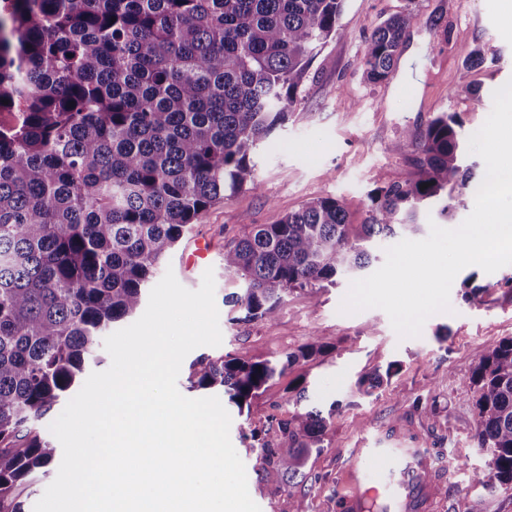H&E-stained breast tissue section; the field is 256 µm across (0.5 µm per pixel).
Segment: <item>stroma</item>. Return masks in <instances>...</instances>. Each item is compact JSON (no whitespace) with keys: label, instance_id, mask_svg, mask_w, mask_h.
<instances>
[{"label":"stroma","instance_id":"1","mask_svg":"<svg viewBox=\"0 0 512 512\" xmlns=\"http://www.w3.org/2000/svg\"><path fill=\"white\" fill-rule=\"evenodd\" d=\"M414 14L392 77L372 84L362 58L371 32L389 15ZM340 32L311 58L298 102L286 124L253 155L260 190L243 187L205 211L154 277L173 271L187 289H198L213 269L215 303L223 340L187 359L244 352L255 359L282 357L310 336L330 345L321 356L293 365L270 381L250 414L229 406L230 439L242 459L248 490L261 512H336L348 492L347 471L359 448L396 444L424 449L441 484L437 512H512V493H491L483 483L488 456L474 440V365L496 340L512 336V265L493 273L470 266L455 278L452 313L427 319L417 338H399L388 315L371 308L339 312L351 276L308 292L291 291L277 316L234 324L224 296V245L246 225L274 224L321 197L338 199L350 223H361L371 190L416 177L413 150L391 152L406 129L422 127L440 112L462 116L465 132L479 130L493 107V93L512 79V0H345ZM479 50L481 65L467 67L460 47ZM400 368L371 394L359 393L360 376ZM306 384L310 405L336 406L325 447L310 459L304 491L258 482L257 451L248 437L268 417L288 415V389Z\"/></svg>","mask_w":512,"mask_h":512}]
</instances>
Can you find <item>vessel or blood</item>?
<instances>
[{"label": "vessel or blood", "mask_w": 512, "mask_h": 512, "mask_svg": "<svg viewBox=\"0 0 512 512\" xmlns=\"http://www.w3.org/2000/svg\"><path fill=\"white\" fill-rule=\"evenodd\" d=\"M374 458L383 461L382 469H373L366 458L350 469L353 490L339 500V512H366L370 493L381 494L385 512L399 505L406 512H432L438 490L430 479V455L417 448H380Z\"/></svg>", "instance_id": "1"}]
</instances>
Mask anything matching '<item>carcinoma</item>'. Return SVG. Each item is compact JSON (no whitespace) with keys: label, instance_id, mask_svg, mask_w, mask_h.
<instances>
[{"label":"carcinoma","instance_id":"obj_1","mask_svg":"<svg viewBox=\"0 0 512 512\" xmlns=\"http://www.w3.org/2000/svg\"><path fill=\"white\" fill-rule=\"evenodd\" d=\"M344 0H0V512H25L36 470L60 464L30 422L68 393L112 323L134 314L161 259L204 211L248 184L257 145L288 120L314 52L339 33ZM116 21H111V18ZM408 8L368 37L367 81L388 80ZM463 119L442 112L409 129L419 178L379 186L361 224L333 197L224 244V295L235 320H271L293 290L313 292L372 260L379 238L421 230L424 208L448 215L455 191L482 178L464 164ZM312 336L278 360L203 357L191 387L220 389L238 409L301 359ZM397 370L357 381L370 393ZM471 384L486 490L512 492V337L492 342ZM252 432L262 482L303 487L324 448L328 412L301 406ZM275 440H270L269 435Z\"/></svg>","mask_w":512,"mask_h":512}]
</instances>
